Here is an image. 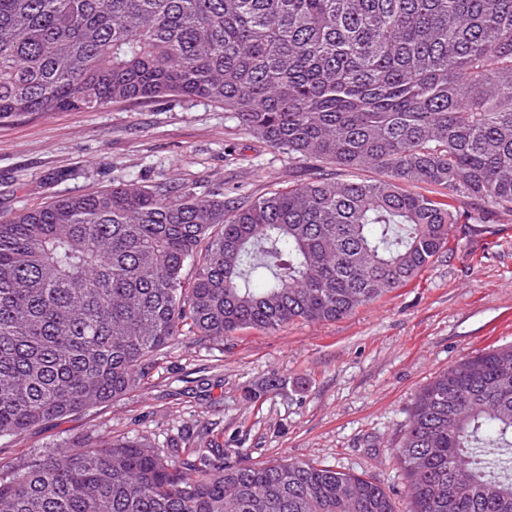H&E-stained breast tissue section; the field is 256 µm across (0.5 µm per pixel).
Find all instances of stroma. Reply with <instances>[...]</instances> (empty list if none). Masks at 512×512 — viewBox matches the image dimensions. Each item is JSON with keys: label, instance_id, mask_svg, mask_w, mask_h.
Listing matches in <instances>:
<instances>
[{"label": "stroma", "instance_id": "stroma-1", "mask_svg": "<svg viewBox=\"0 0 512 512\" xmlns=\"http://www.w3.org/2000/svg\"><path fill=\"white\" fill-rule=\"evenodd\" d=\"M309 177V162L204 100L131 101L0 124V216L119 181L256 198ZM452 233L450 251L411 283L342 319L180 337L125 395L0 437V480L52 451L131 437L164 452L219 445L232 462H321L377 482L406 512L393 450L415 396L460 360L512 344V214Z\"/></svg>", "mask_w": 512, "mask_h": 512}]
</instances>
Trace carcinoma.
<instances>
[{
  "label": "carcinoma",
  "instance_id": "carcinoma-1",
  "mask_svg": "<svg viewBox=\"0 0 512 512\" xmlns=\"http://www.w3.org/2000/svg\"><path fill=\"white\" fill-rule=\"evenodd\" d=\"M164 97L313 176L254 201L119 182L1 220L0 436L126 394L186 333L336 321L408 285L486 223L455 200L512 213V0H0V123ZM394 452L408 512H512V345L427 384ZM0 512L396 510L330 465L127 437L33 460Z\"/></svg>",
  "mask_w": 512,
  "mask_h": 512
}]
</instances>
